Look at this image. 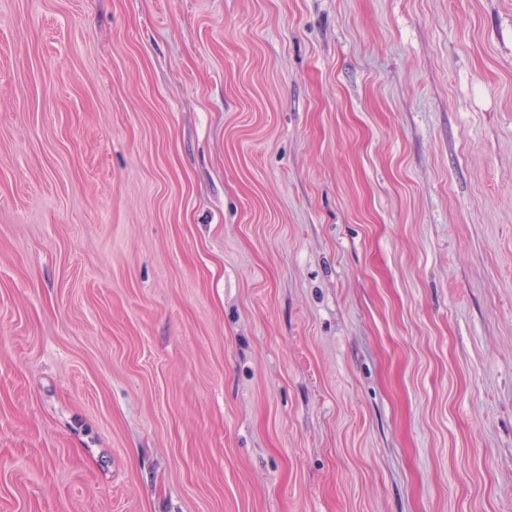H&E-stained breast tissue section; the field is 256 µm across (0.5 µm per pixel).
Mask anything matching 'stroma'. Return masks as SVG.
Returning a JSON list of instances; mask_svg holds the SVG:
<instances>
[{"label":"stroma","mask_w":512,"mask_h":512,"mask_svg":"<svg viewBox=\"0 0 512 512\" xmlns=\"http://www.w3.org/2000/svg\"><path fill=\"white\" fill-rule=\"evenodd\" d=\"M0 512H512V0H0Z\"/></svg>","instance_id":"obj_1"}]
</instances>
